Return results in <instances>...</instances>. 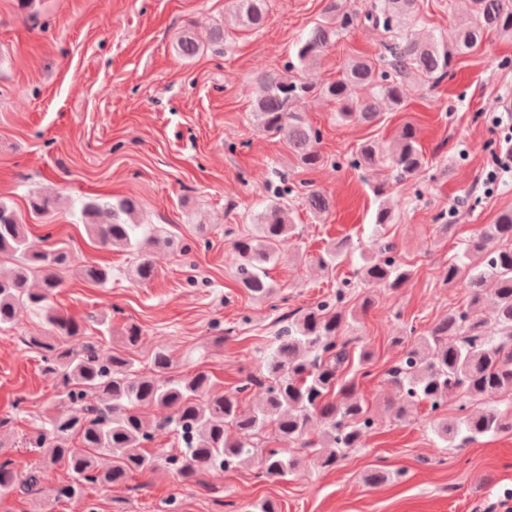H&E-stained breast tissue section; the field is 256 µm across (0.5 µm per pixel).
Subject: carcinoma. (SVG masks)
I'll list each match as a JSON object with an SVG mask.
<instances>
[{"instance_id":"carcinoma-1","label":"carcinoma","mask_w":512,"mask_h":512,"mask_svg":"<svg viewBox=\"0 0 512 512\" xmlns=\"http://www.w3.org/2000/svg\"><path fill=\"white\" fill-rule=\"evenodd\" d=\"M233 2L235 25L257 29L264 24L266 0ZM418 2L374 0L361 16L349 0H328L320 22L295 45L299 67L316 62L360 19L380 31L387 55L379 64L351 59L338 79L321 87L300 76L261 78L252 109L258 127L283 136L301 164L313 168L323 160L316 150L319 132L298 109L312 94L335 102L343 122L374 123L382 105L403 104L406 83L441 81L456 57L477 52L491 32L512 37V0H468V21L458 28L451 45L434 37L423 39L413 31ZM177 48L188 58L199 51L189 32L178 38ZM358 158L367 168H388L397 182L416 177L426 165L410 125L401 129L389 149L363 142ZM304 202L316 215L328 208L327 199L313 189ZM137 209L131 198L114 203L91 199L83 204L81 219L103 245L135 255L134 277L145 282L155 276L148 249L172 247L174 240L159 236L148 224L133 222ZM254 221L257 234L233 243L238 279L251 296L269 299L274 291L266 266L278 260L282 246L295 236L296 225L283 201L264 204ZM348 250V244L328 248L320 266L335 264ZM0 256L16 260L12 267L0 269V328L13 325L22 307L43 316L51 335L30 336L26 346L40 356L44 374L61 383L55 395L58 412L26 439L38 461L20 477L13 460L0 459V495L19 488L35 497L42 470L61 466L70 480L57 488L56 497L81 504L82 512H95L85 501L86 486L121 483L162 465L184 482L245 466L256 467L263 478H284L300 464L290 454L291 444L309 449L317 467L332 470L361 447L373 424L357 379L371 375L373 354L347 336L355 314L350 311L351 294L344 288L299 315H288V324L278 331L257 370L234 391L224 393L202 371L171 376L173 360L162 349L151 356L150 373L137 370L127 357L141 336L135 324L126 327L121 348L109 355L85 338L84 325L57 312L51 302L62 285L57 270L68 266L71 256L60 250H31L27 225L12 205L1 200ZM83 273L98 285L112 279V269L105 266L87 265ZM410 275L409 267L393 257H369L360 267L364 284L383 283L393 290ZM446 281L464 284L469 300L463 307L448 309L425 335L399 338L403 356L385 372L398 400L387 401V407L395 420L404 421L413 400L425 401L436 411L448 397L457 396L460 415L450 423H438L440 440L459 446L481 436L512 433V411L476 407L487 399L512 400L511 209L484 225L462 254L448 262ZM487 299L491 314L482 318L477 309ZM253 390L259 392L258 402L241 410V395ZM146 407L163 413L149 417L143 412ZM159 432L175 434L180 451H148Z\"/></svg>"}]
</instances>
